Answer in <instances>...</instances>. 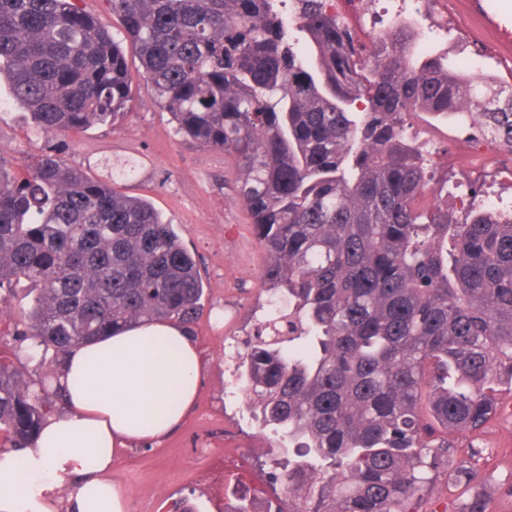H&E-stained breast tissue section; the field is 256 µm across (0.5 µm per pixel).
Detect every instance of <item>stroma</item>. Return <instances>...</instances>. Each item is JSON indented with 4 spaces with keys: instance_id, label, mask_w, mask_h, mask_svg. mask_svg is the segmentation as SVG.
Returning a JSON list of instances; mask_svg holds the SVG:
<instances>
[{
    "instance_id": "1",
    "label": "stroma",
    "mask_w": 512,
    "mask_h": 512,
    "mask_svg": "<svg viewBox=\"0 0 512 512\" xmlns=\"http://www.w3.org/2000/svg\"><path fill=\"white\" fill-rule=\"evenodd\" d=\"M87 13L107 23L126 57L131 77L130 102L116 123L80 132H37L27 111L15 104L8 80L0 81V158L21 174L27 163L51 154L93 178L114 182L121 193L148 199L171 221L183 245L198 262L204 284L203 310L193 326L203 359L202 386L196 404L180 429L160 443L121 451L113 481L131 495L130 512H172L188 500L196 512H218L219 495L234 483L224 455L253 456L277 440L262 430L243 401L234 375L232 354L242 347L268 313L261 272L265 255L246 209L236 196L235 172L223 151L179 134L169 112L141 76L137 50L108 0H79ZM410 129L426 127L425 157L434 162L435 179L449 192L458 185L493 194L512 209V186L496 168L469 170L454 151L456 130L448 120L412 114ZM233 438L225 450V438ZM486 444L480 460L473 446ZM512 418L501 413L478 432L458 439L455 462L475 466L477 480H452L438 473L428 486L420 512H461L472 494H481L486 512H512Z\"/></svg>"
}]
</instances>
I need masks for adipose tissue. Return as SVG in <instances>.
<instances>
[{"instance_id": "1", "label": "adipose tissue", "mask_w": 512, "mask_h": 512, "mask_svg": "<svg viewBox=\"0 0 512 512\" xmlns=\"http://www.w3.org/2000/svg\"><path fill=\"white\" fill-rule=\"evenodd\" d=\"M202 372L194 336L173 321L73 347L54 379L64 413L46 418L29 448L0 451V512H128L113 462L121 449L161 442L181 426Z\"/></svg>"}]
</instances>
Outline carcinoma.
I'll return each mask as SVG.
<instances>
[{
  "instance_id": "carcinoma-1",
  "label": "carcinoma",
  "mask_w": 512,
  "mask_h": 512,
  "mask_svg": "<svg viewBox=\"0 0 512 512\" xmlns=\"http://www.w3.org/2000/svg\"><path fill=\"white\" fill-rule=\"evenodd\" d=\"M109 2L179 132L234 162L262 283L287 303L236 368L288 442L273 480L297 512H418L439 468L470 475L451 436L512 398V210L472 203L453 222L406 116H453L512 149V85L412 56L408 24L358 51L324 0H294L288 23L284 0ZM2 76L46 134L114 122L129 102L123 51L77 0H0ZM22 281L14 340L32 354L0 348V448L58 413L49 382L72 347L157 319L190 329L204 295L174 225L54 155L20 177L0 161V301Z\"/></svg>"
}]
</instances>
